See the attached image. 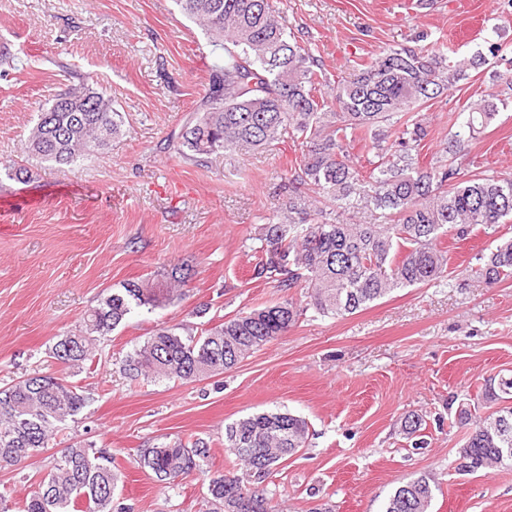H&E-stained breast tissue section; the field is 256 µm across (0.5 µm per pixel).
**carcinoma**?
<instances>
[{"label": "carcinoma", "instance_id": "obj_1", "mask_svg": "<svg viewBox=\"0 0 512 512\" xmlns=\"http://www.w3.org/2000/svg\"><path fill=\"white\" fill-rule=\"evenodd\" d=\"M224 64L211 69L200 108L179 136L177 151L201 162L236 147L274 149L291 141L301 150L283 180L284 207L260 227L255 268L283 292L306 288L308 305L323 317H343L397 289L448 278L441 239L460 240L477 226L493 229L512 218V177L464 173L457 155L497 112L487 100L457 113L459 130L446 150L419 165L430 135L423 111L488 64L506 65L494 77L512 87V48L485 38L488 53L451 57L447 46L422 30L414 46H391L353 78L331 84L308 42L286 31L272 0H176ZM77 82L43 105L24 151L60 167L108 146L121 131L112 100L76 75ZM365 143L362 163L351 150ZM366 214L370 220H361ZM486 285L512 279V238H497L474 256ZM178 268L132 281L102 297L82 327L59 338L52 358L70 371L90 368L94 341L143 308H164L183 295ZM303 310L291 298L241 312L200 332L184 324L162 326L127 356L130 377L200 381L233 368L248 354L288 333ZM481 399L494 407L475 420L460 408L456 424L468 428L460 467L512 464V378L485 383ZM89 396L64 379L31 375L0 387V464L18 466L37 455L57 425L78 415ZM309 425L288 411H265L225 427L224 447L245 473L208 478V512H274L260 484L305 447ZM210 445L197 438L140 450L135 463L169 486L207 473ZM120 470L112 454L92 444L60 451L18 512H114ZM434 488L420 477L398 486L385 512H430Z\"/></svg>", "mask_w": 512, "mask_h": 512}]
</instances>
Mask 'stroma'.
Returning a JSON list of instances; mask_svg holds the SVG:
<instances>
[{
    "instance_id": "obj_1",
    "label": "stroma",
    "mask_w": 512,
    "mask_h": 512,
    "mask_svg": "<svg viewBox=\"0 0 512 512\" xmlns=\"http://www.w3.org/2000/svg\"><path fill=\"white\" fill-rule=\"evenodd\" d=\"M273 4L334 83L385 48L413 45L423 30L467 57L484 50L488 23L512 46L507 0ZM1 49L14 61L0 63V386L35 373L65 375L49 354L56 336L79 330L123 282L175 266L191 273L181 300L133 314L96 343L91 369L69 377L90 404L39 455L0 467L13 501L62 448L81 441L112 453L124 474L114 500L132 512H205L203 477L166 490L133 458L162 441L202 438L211 446L210 472L236 471L225 426L287 410L307 419L310 434L265 485L280 512H309L325 501L335 512H384L393 491L420 476L436 485L432 512H512V465L457 469L465 431L455 422L485 379L512 376V281L489 287L466 270L495 235L512 236V222L492 233L476 229L463 242L442 240L447 283L400 288L339 318L306 311L286 335L210 379H131L123 362L155 329L200 326L282 300L254 275V234L285 200L281 179L295 147L231 149L202 164L168 148L204 97L209 69L224 61L175 0H0ZM74 70L92 75L123 127L106 149L61 171L26 155L22 143ZM491 86L486 70L434 100L422 162L447 146L455 113ZM476 157L512 175V105L460 153L462 170ZM13 163L27 169L26 180L9 176ZM411 413L423 419L419 448L401 431Z\"/></svg>"
}]
</instances>
